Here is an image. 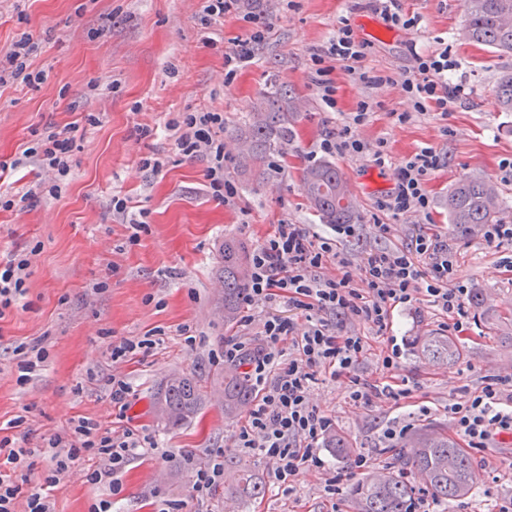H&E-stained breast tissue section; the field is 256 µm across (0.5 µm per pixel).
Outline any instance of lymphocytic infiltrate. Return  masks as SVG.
<instances>
[{"mask_svg": "<svg viewBox=\"0 0 512 512\" xmlns=\"http://www.w3.org/2000/svg\"><path fill=\"white\" fill-rule=\"evenodd\" d=\"M245 20L247 30L224 53V79L228 82L239 68L252 61L271 28L268 14L257 8L247 12ZM31 51L28 38L13 44L5 65H0V85L9 80L32 87L43 82V72L27 65ZM367 53V44L357 40L345 23L325 48L312 55L314 81L328 106L336 104L330 77L335 66H342L352 79L366 85L386 83V76H371L364 71L362 63ZM452 67L447 51L415 54L413 70L404 78L402 88L417 110L432 106L444 111L449 102L460 96L462 85L448 80ZM371 110L368 101H359L355 111L344 115L340 127L320 140L317 152L367 156L376 166H385L386 142L380 140L371 146L359 134ZM167 128L173 131L174 146L182 156L207 159L213 199L227 205L234 203L237 188L224 175L229 155L222 137L223 113L182 112L169 121ZM73 147L72 138L51 130L29 142L21 161L40 169L43 188L55 196L70 173ZM443 165V157L435 147L418 148L396 167L395 186L377 198L376 210L394 217L429 213L432 200L426 186L431 175ZM355 232L351 224L334 225L329 235L313 234L304 225L284 220L274 225L250 256L249 286L242 302L250 308L279 303L288 307L290 314L283 317L267 312L260 316L261 344L257 351H250L244 337L224 340L225 363L242 366L257 391L244 424L235 434V445L265 460L270 484L285 496L293 493L300 474L307 470L323 472L324 490L333 497L341 493L344 482L373 465L372 459L360 452L353 453L338 468L328 466L321 457L320 445L335 430L336 418L321 410L312 399V387L320 377L346 379L349 399L357 407L374 406L383 398L399 401L412 397V388L379 386L360 378L357 366L369 346L363 337L343 333L339 317L362 323L385 337L379 360L383 370L392 372L400 368L404 355L396 337L387 333L395 310L427 305L450 317L456 332L462 331L467 315L469 289L454 282L453 259L440 235L423 232L405 248L369 253L363 260L360 277L356 278L351 272V261L338 249L340 240ZM31 264L32 255L28 252H14L0 260V319L25 294ZM157 345V339L150 335L111 344L114 371L108 384L112 407L118 413H125L131 392L120 371L121 364L148 354ZM448 414L454 434L469 449L483 451L496 436L512 438V392H506L502 380L488 382L464 399L450 403ZM155 447L152 438L127 427L105 428L87 417L71 420L64 434L50 438L47 443L45 453L52 470L45 484L55 486L59 475L67 472L76 460L92 456L103 460L104 465L87 472L86 482H106L111 490H118L117 473L138 452Z\"/></svg>", "mask_w": 512, "mask_h": 512, "instance_id": "1", "label": "lymphocytic infiltrate"}]
</instances>
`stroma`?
Returning <instances> with one entry per match:
<instances>
[{
  "instance_id": "stroma-1",
  "label": "stroma",
  "mask_w": 512,
  "mask_h": 512,
  "mask_svg": "<svg viewBox=\"0 0 512 512\" xmlns=\"http://www.w3.org/2000/svg\"><path fill=\"white\" fill-rule=\"evenodd\" d=\"M274 28L252 63L224 81V52L242 35V15H229L211 27L200 22V0H0V56L20 37L33 47L30 63L45 80L31 88L0 85V161L20 156L34 134L52 127L75 140L71 172L58 197L40 187L34 166L0 175V195L28 193L26 202L0 209V258L37 248L17 308L0 320V424L21 418L30 447L64 433L71 419L85 416L112 427L115 414L105 384L112 373L108 346L162 330L164 341L147 356L122 366L132 387L123 423L156 440V450L134 457L119 473L122 486L86 483L84 474L98 460H79L49 493L53 512H92L100 501L112 512H158L162 500L183 499L184 512H355L349 491L328 497L321 471L301 474L292 495L267 490L264 497L241 496L224 480L202 502L189 500L193 471L213 450L234 453L241 417L224 416L218 392L224 380V339L246 334L259 346L255 326L224 322L225 237L254 249L272 224L285 220L325 235L302 188L308 154L326 131L336 128L358 101L372 114L362 128L368 143L385 140L390 162L332 156L343 174L357 211V232L339 250L353 265L370 252L404 247L421 232L447 237L455 252L456 281L481 289L489 311L512 315V248L489 247L479 233L461 235L448 218V194L463 177L480 175L499 188L503 220L512 221V176L499 163L512 157V112L498 102V82L512 71V55L463 39L462 0H405L420 18L411 30L393 27L368 8L366 0H260ZM369 45L363 66L369 74L391 76V83L368 86L343 69L331 78L335 108H328L312 79L310 56L325 46L340 22ZM449 47L457 68L453 82L465 96L450 103L449 117L435 109L417 112L398 78L413 66V52ZM287 84L300 101L293 137L276 168L257 181L241 177L235 159L226 176L234 182L235 204L213 200L206 187L208 163L188 160L175 149L167 122L179 112L213 110L224 115V139L236 144L252 101L270 81ZM394 112L411 113L409 123L392 122ZM97 124H88L86 114ZM150 135H141L142 127ZM440 151L446 165L431 176L430 216L409 213L395 219L391 236L381 237L371 215L375 200L394 185V171L419 147ZM160 159L159 172L141 169L142 158ZM130 201L128 215L113 213V197ZM148 228L130 245L132 219ZM443 315L422 305L394 314L391 333L405 338L402 374L418 376V395L430 414L381 400L376 407L353 406L346 380L314 386L313 400L336 417V431L353 450L374 456L387 470L394 455L382 452L380 436L392 422L450 431L447 406L504 377L512 346L502 343L484 321L467 322L459 340L466 349L454 366L422 355L421 341L442 332ZM189 327V336L179 333ZM38 345L46 359L26 383H18V345ZM173 374L196 376L208 397L189 425L166 430L153 413L158 384ZM512 454V440L491 443L473 454L477 480L468 497L442 504V512H495L512 493V470L497 466Z\"/></svg>"
}]
</instances>
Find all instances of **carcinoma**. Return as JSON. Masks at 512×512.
<instances>
[{
    "label": "carcinoma",
    "instance_id": "obj_1",
    "mask_svg": "<svg viewBox=\"0 0 512 512\" xmlns=\"http://www.w3.org/2000/svg\"><path fill=\"white\" fill-rule=\"evenodd\" d=\"M463 36L469 41L512 53V0H467ZM498 100L512 112V72L500 78ZM298 111V102L288 89L276 82L252 102L245 126L236 131L241 143L237 169L251 177L263 178L272 171L271 157L282 154L291 138L288 121ZM303 191L325 224H351L356 218L348 185L336 165L323 161L303 172ZM501 210L497 187L481 176L461 179L448 195L450 223L467 235L481 224L498 223ZM247 253L235 239L224 240V322L237 320L242 296L248 286L245 276ZM422 353L441 364L452 366L464 357V348L452 336H428ZM253 396L249 380L237 370L224 373V414L235 416ZM205 399L199 380L173 375L161 382L153 398V409L166 429L189 424ZM397 463L411 467L424 478L432 498L447 502L471 493L476 472L469 455L448 436L433 427L414 432L405 442ZM224 467L233 471L236 486L252 498L265 495L266 486L250 467L234 456L224 457ZM351 495L356 512H412L415 488L388 472L370 473L358 481Z\"/></svg>",
    "mask_w": 512,
    "mask_h": 512
}]
</instances>
